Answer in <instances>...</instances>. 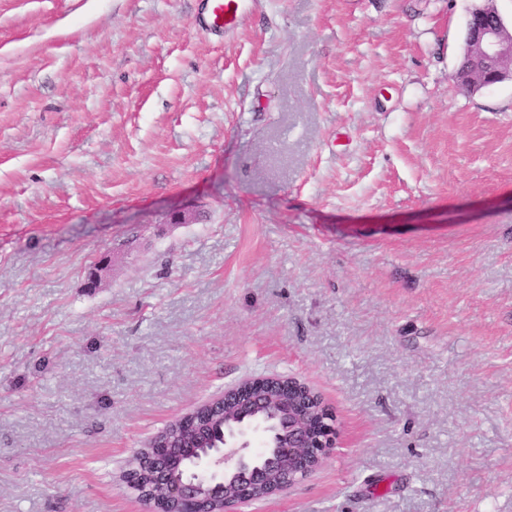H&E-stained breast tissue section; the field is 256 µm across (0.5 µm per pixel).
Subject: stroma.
<instances>
[{
    "instance_id": "stroma-1",
    "label": "stroma",
    "mask_w": 512,
    "mask_h": 512,
    "mask_svg": "<svg viewBox=\"0 0 512 512\" xmlns=\"http://www.w3.org/2000/svg\"><path fill=\"white\" fill-rule=\"evenodd\" d=\"M0 0V512H142L176 418L293 375L339 444L241 512H512V83L475 0ZM178 212L192 224H173ZM196 22L211 31H230L238 28L252 14L245 0H201ZM467 26L464 60L474 66L459 69L457 77L462 84L475 90L512 81V67L505 64L506 56L512 53V30L502 15L477 7L470 13Z\"/></svg>"
}]
</instances>
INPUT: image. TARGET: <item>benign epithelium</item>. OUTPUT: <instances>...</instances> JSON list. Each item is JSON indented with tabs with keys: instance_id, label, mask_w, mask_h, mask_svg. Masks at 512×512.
I'll return each instance as SVG.
<instances>
[{
	"instance_id": "benign-epithelium-1",
	"label": "benign epithelium",
	"mask_w": 512,
	"mask_h": 512,
	"mask_svg": "<svg viewBox=\"0 0 512 512\" xmlns=\"http://www.w3.org/2000/svg\"><path fill=\"white\" fill-rule=\"evenodd\" d=\"M512 53V30L496 11L477 7L467 23L464 59L473 66L457 77L475 90L512 81L505 58ZM234 415L238 425L224 431V445L203 454L204 421ZM179 440L154 435L123 470L121 481L147 512H239L256 493L280 494L307 478L338 445L333 408L311 386L295 376L245 379L180 417ZM260 433L262 448L252 449ZM189 461L187 477L172 483L170 468ZM149 470L151 495L138 491L130 473Z\"/></svg>"
}]
</instances>
